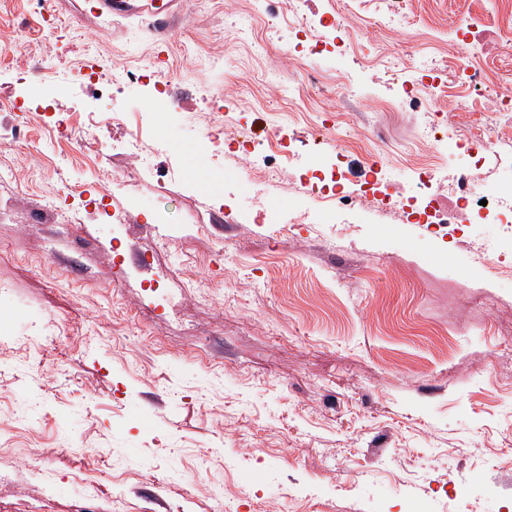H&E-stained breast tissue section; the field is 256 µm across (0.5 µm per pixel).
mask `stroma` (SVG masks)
Masks as SVG:
<instances>
[{
  "mask_svg": "<svg viewBox=\"0 0 512 512\" xmlns=\"http://www.w3.org/2000/svg\"><path fill=\"white\" fill-rule=\"evenodd\" d=\"M78 4L51 0L48 33L33 0H0V99L29 97L12 65L38 62L71 130L0 112V512H512V275L473 249L502 226L340 224L288 173L258 205L239 154L211 152L242 126L262 152L323 124L324 158L381 156L409 189L415 118L358 61L382 46L371 22L357 54L316 61L332 85L361 75L359 115L314 95L263 19L237 31L242 0H181L165 33L79 24ZM409 18L422 58L457 22L453 0ZM93 57L106 85L113 61H158L190 109L151 111L135 83L96 96ZM227 93L230 114L208 108Z\"/></svg>",
  "mask_w": 512,
  "mask_h": 512,
  "instance_id": "35a3bbf8",
  "label": "stroma"
}]
</instances>
